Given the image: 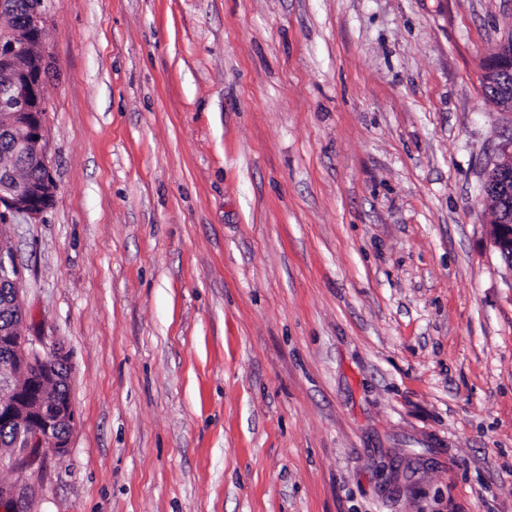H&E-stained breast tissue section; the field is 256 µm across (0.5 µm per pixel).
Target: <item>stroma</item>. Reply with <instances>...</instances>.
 I'll list each match as a JSON object with an SVG mask.
<instances>
[{
    "mask_svg": "<svg viewBox=\"0 0 512 512\" xmlns=\"http://www.w3.org/2000/svg\"><path fill=\"white\" fill-rule=\"evenodd\" d=\"M511 32L512 0H51L57 197L0 230L74 377L34 512H512ZM512 73V34L501 42L489 56L483 73V82L497 78L499 74ZM510 160L496 164L485 178V194L493 202V244L512 267V142Z\"/></svg>",
    "mask_w": 512,
    "mask_h": 512,
    "instance_id": "1",
    "label": "stroma"
}]
</instances>
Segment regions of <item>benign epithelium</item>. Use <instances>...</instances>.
Wrapping results in <instances>:
<instances>
[{"label":"benign epithelium","mask_w":512,"mask_h":512,"mask_svg":"<svg viewBox=\"0 0 512 512\" xmlns=\"http://www.w3.org/2000/svg\"><path fill=\"white\" fill-rule=\"evenodd\" d=\"M48 0L40 14L18 24L13 0H0V131L14 137L13 165L0 162V221L22 218L38 223L56 198L57 184L48 155L49 129L43 95L45 67L50 63L43 44ZM512 73V34L489 56L483 73L487 83ZM34 167L39 178H19L13 166ZM485 194L493 202V244L512 267V159L495 165L485 178ZM0 273L12 275L14 305L21 318L0 335L9 350L0 364V426L11 429L10 451L0 456L18 473L12 483L0 484V512H33L26 475L41 470L47 456L61 458L70 448L75 413L70 398L55 386L60 369H70L68 358L46 336L27 335L23 298V268L12 251L0 248Z\"/></svg>","instance_id":"1"}]
</instances>
